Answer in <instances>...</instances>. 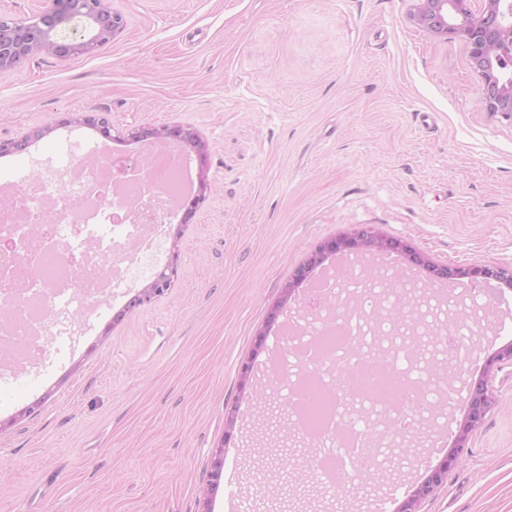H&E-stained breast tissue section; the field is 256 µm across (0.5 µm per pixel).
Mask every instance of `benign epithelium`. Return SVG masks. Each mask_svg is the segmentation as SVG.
<instances>
[{
  "mask_svg": "<svg viewBox=\"0 0 512 512\" xmlns=\"http://www.w3.org/2000/svg\"><path fill=\"white\" fill-rule=\"evenodd\" d=\"M420 28L445 39L463 41L473 70L481 80V92L487 110L512 119V71L503 63L512 61V0H419L411 14ZM124 29L121 14L112 10L110 0H51V5L32 18L0 17V73L19 67L29 58L45 53L65 61L79 55H90L108 44ZM71 123L96 127L107 140H154L192 152L199 161L198 187L186 206L180 224L190 223L200 206L208 199L210 185L206 179L207 144L197 130L180 124L132 128L114 132L106 113L66 114L58 125ZM386 254L396 252L413 266L425 271L430 280L466 278L483 285L489 281L512 285V267L479 265L458 267L439 265L419 252L410 242L384 235L366 225L350 233L322 240L310 256L298 265L282 288L279 301L269 307L265 327L278 320L296 287L306 281L314 269L331 254L364 252ZM179 249L173 244L167 265L139 289L132 301L112 318L116 326L134 309L152 303L165 295L178 275ZM512 361V344L487 356L481 376L467 383L466 415L454 432L453 448L403 502L398 512H418L420 502L442 486L448 470L457 465L463 448L483 425L496 403L493 379L502 365ZM224 449L212 452L211 468L204 486V499L209 501L221 484Z\"/></svg>",
  "mask_w": 512,
  "mask_h": 512,
  "instance_id": "benign-epithelium-1",
  "label": "benign epithelium"
}]
</instances>
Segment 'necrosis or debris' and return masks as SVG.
<instances>
[{
	"instance_id": "necrosis-or-debris-1",
	"label": "necrosis or debris",
	"mask_w": 512,
	"mask_h": 512,
	"mask_svg": "<svg viewBox=\"0 0 512 512\" xmlns=\"http://www.w3.org/2000/svg\"><path fill=\"white\" fill-rule=\"evenodd\" d=\"M187 186L186 163L158 147L142 170L120 173L108 162L72 160L47 169L40 181H10L9 202L0 205V242L12 241L14 249L8 262H0V308L11 309L12 320L0 333V366L15 369L41 358L48 340H63L96 295L151 275L164 253L166 220ZM361 320L357 313L329 328L283 331L277 357L290 370L289 408L313 397L330 407L318 424L304 417L296 424L316 449L318 472L330 473L335 487L346 474L377 465L384 453L379 439L350 450L351 438L374 431L380 416L397 433L398 417L428 403L405 345L373 339L362 350L360 368L337 377L335 365L349 358ZM379 376L388 378L394 398L370 397Z\"/></svg>"
}]
</instances>
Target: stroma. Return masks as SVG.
Wrapping results in <instances>:
<instances>
[{"label":"stroma","instance_id":"35a3bbf8","mask_svg":"<svg viewBox=\"0 0 512 512\" xmlns=\"http://www.w3.org/2000/svg\"><path fill=\"white\" fill-rule=\"evenodd\" d=\"M415 0H112L125 28L95 54H39L0 74V180L30 178L61 155H135L139 143L58 126L108 113L115 128L180 123L208 146L211 192L179 235L167 294L112 317L134 294L101 298L68 344L18 371L29 398L0 407V512H226L202 502L212 451L242 512H395L435 467L466 414L467 381L512 341V288L495 323L471 320L451 397L357 491L325 488L278 406L268 307L324 238L372 225L440 265L512 267V121L487 111L467 46L415 25ZM44 137H34L37 129ZM387 286L441 288L404 257L355 263ZM266 329L268 343L256 347ZM252 361L263 399L239 387ZM496 405L448 481L419 512H512V364ZM40 411L19 418L30 401ZM236 425L226 429L225 414ZM287 484L277 503L269 486Z\"/></svg>","mask_w":512,"mask_h":512}]
</instances>
